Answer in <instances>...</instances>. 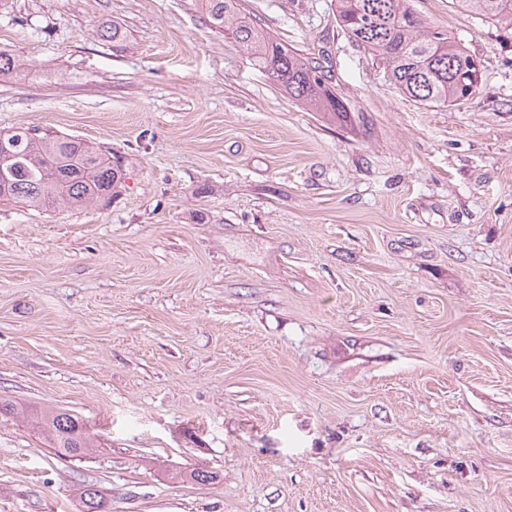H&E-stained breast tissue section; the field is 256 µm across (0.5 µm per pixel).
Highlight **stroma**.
<instances>
[{
    "label": "stroma",
    "mask_w": 512,
    "mask_h": 512,
    "mask_svg": "<svg viewBox=\"0 0 512 512\" xmlns=\"http://www.w3.org/2000/svg\"><path fill=\"white\" fill-rule=\"evenodd\" d=\"M246 2L327 58L346 120L197 0H0V132L125 172L106 204L0 202V397L97 443L0 415V512H83L87 486L109 512H512V29L414 0L482 69L427 107L336 0ZM33 418L34 428L40 431L52 444L51 448H57L62 456L78 457L87 448H93L83 420L70 411L47 409L37 412Z\"/></svg>",
    "instance_id": "35a3bbf8"
}]
</instances>
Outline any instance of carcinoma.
<instances>
[{"instance_id":"1","label":"carcinoma","mask_w":512,"mask_h":512,"mask_svg":"<svg viewBox=\"0 0 512 512\" xmlns=\"http://www.w3.org/2000/svg\"><path fill=\"white\" fill-rule=\"evenodd\" d=\"M465 10L512 28V0H458ZM209 26L247 51L251 61L292 99L324 117L344 120V101L331 84L329 70L305 57L254 23L241 0H201ZM336 20L348 38L369 51L394 87L424 106H449L465 100L472 55L466 46L431 28L412 0H336ZM123 180L112 153L39 126L0 133V201L33 210L55 204L80 207L108 201ZM34 426L63 456H80L92 447L83 420L63 409L36 414ZM183 481L210 484L217 475L202 468L178 473ZM85 512H104L99 490L81 492Z\"/></svg>"}]
</instances>
